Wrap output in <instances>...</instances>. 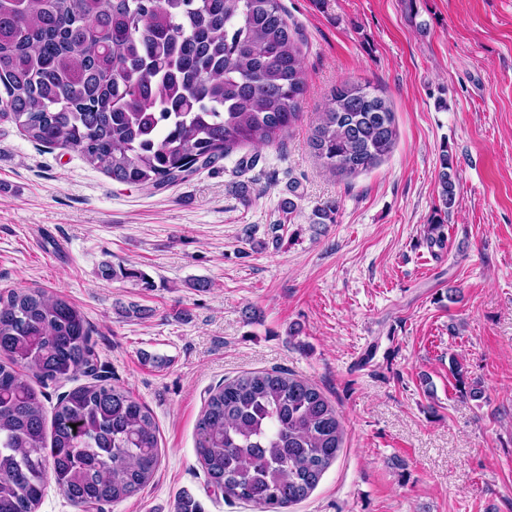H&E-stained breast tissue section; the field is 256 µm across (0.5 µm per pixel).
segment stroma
Here are the masks:
<instances>
[{
	"label": "stroma",
	"instance_id": "1",
	"mask_svg": "<svg viewBox=\"0 0 512 512\" xmlns=\"http://www.w3.org/2000/svg\"><path fill=\"white\" fill-rule=\"evenodd\" d=\"M281 2L303 40L299 120L177 185L117 182L0 122V293L77 305L112 383L154 417L157 471L102 512H176L185 495L257 512L213 494L195 432L211 389L272 369L316 384L344 424L290 512H512V0ZM347 80L383 91L398 138L338 177L309 139ZM446 154L459 205L439 250L424 231ZM331 199L335 223H316ZM107 262L151 288L103 279Z\"/></svg>",
	"mask_w": 512,
	"mask_h": 512
}]
</instances>
